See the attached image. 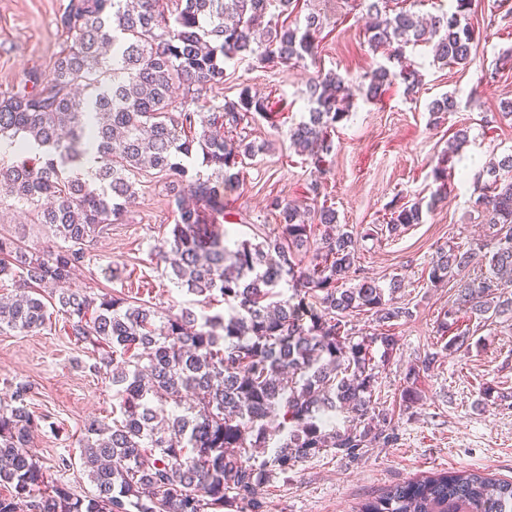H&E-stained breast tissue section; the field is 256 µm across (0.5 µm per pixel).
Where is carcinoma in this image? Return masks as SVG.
<instances>
[{"label":"carcinoma","mask_w":512,"mask_h":512,"mask_svg":"<svg viewBox=\"0 0 512 512\" xmlns=\"http://www.w3.org/2000/svg\"><path fill=\"white\" fill-rule=\"evenodd\" d=\"M272 0H69L58 24L73 38L48 78L34 77L0 99V204L29 208L56 242L29 248L0 235V284L15 295L0 303V330L41 328L62 315L70 335L96 347L92 370L110 371L122 420H92L80 454L95 486L90 496L44 484L28 453L38 418L32 386L18 383L0 406V512H264L262 491L302 460L322 451L356 460L363 449L398 441L387 414L372 405L377 365L396 339L380 332L354 340L350 317L367 314L389 325L412 316L387 290L360 275L358 237L327 205L278 197L277 232L230 248L229 232L205 224L224 212L226 186L259 148L242 130L269 114L268 100L244 87L204 107L224 83L225 64L250 56L264 68L296 65L318 53L323 20L304 26L266 19ZM405 0H361L372 18L374 47L391 48L399 70L379 66L360 92L381 99L396 81L416 92L418 71L405 47L430 46L445 65H469L472 0H449L448 11L422 22ZM308 120L288 129L318 173L333 151L331 131L349 116L350 80L317 71L306 85ZM212 169L204 174L193 160ZM173 177L179 217L171 238L155 248L176 287L224 300L222 313L190 308L159 311L115 294L70 287L88 260L87 243L135 203L132 179L143 168ZM479 203L493 229L489 272L461 286L460 298L482 319L512 313V154L488 167ZM438 188L427 207L447 199L448 168L432 170ZM423 220L422 203L392 204L391 234ZM324 231L315 238L314 227ZM476 249L440 250L432 284L468 267ZM131 366L113 367L117 354ZM352 414L345 431L337 413ZM264 460H259V457ZM362 512H512V480L443 472L396 484Z\"/></svg>","instance_id":"1"}]
</instances>
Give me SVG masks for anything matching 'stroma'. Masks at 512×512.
<instances>
[{
    "label": "stroma",
    "instance_id": "1",
    "mask_svg": "<svg viewBox=\"0 0 512 512\" xmlns=\"http://www.w3.org/2000/svg\"><path fill=\"white\" fill-rule=\"evenodd\" d=\"M69 0H0V97L28 84L32 75L48 76L71 39L56 25ZM300 15L320 14L325 29L315 61L288 70L260 68L251 59L229 63L224 83L206 94L218 104L247 86L267 97L272 118L247 128L260 148L240 175V184L225 194V208L215 221L232 238L254 240L278 222L269 209L272 196L305 201L318 174L287 138L290 126L307 114L306 84L317 70L335 71L353 82L387 58L368 42L366 19L349 11L346 0H310ZM469 21L474 29L473 61L467 67L434 62L430 48H406L421 75L416 94L402 83L392 85L380 101L354 94L348 119L337 123L330 171L323 193L340 223L355 230L373 228L361 239L359 264L381 287L401 281L395 295L413 312L390 331L397 339L391 357L380 365L372 402L392 417L399 437L390 448L369 447L348 461L329 452L305 459L263 492L265 512H359L363 502L388 487L422 476L481 470L512 480V407L495 393L512 390V317L480 320L459 299V284L485 272L475 263L456 279L437 286L428 281L430 262L441 246L460 249L490 242L492 231L476 200L489 176L488 163L512 154V117L500 103L512 100V16L496 0H473ZM458 107L434 119L428 106L443 94ZM468 142L456 152L448 144L457 130ZM448 167V198L424 211L423 221L389 235L383 225L395 199L429 202L437 185L432 170ZM137 203L116 224L95 238L90 262L73 287L94 295L118 294L156 309L172 303L195 307L194 295L180 291L152 253L169 238L178 215L168 193V179L155 170L136 177ZM456 308L459 321L447 335L438 331L441 310ZM467 332V347L450 353L447 336ZM434 353L432 374L407 376L411 365ZM91 346L68 333L63 317L29 333L0 332V403L10 404L17 383L31 384V409L47 418L29 445L48 484H63L80 496L94 486L80 466L85 427L92 420L111 421L117 401L112 384L95 373ZM493 396H486V388ZM417 398L404 405V390ZM71 465L59 467V457Z\"/></svg>",
    "mask_w": 512,
    "mask_h": 512
}]
</instances>
